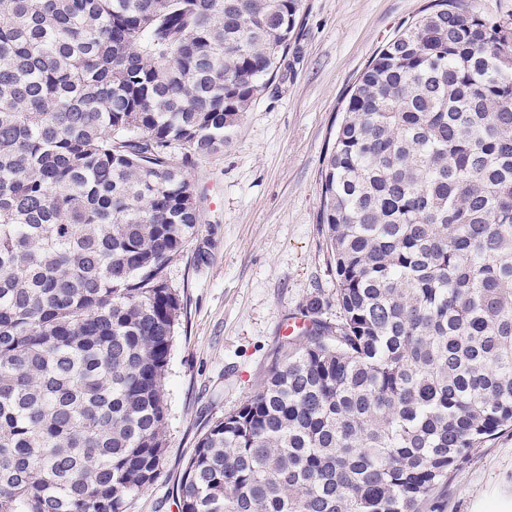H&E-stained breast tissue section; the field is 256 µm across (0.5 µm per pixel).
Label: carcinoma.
Wrapping results in <instances>:
<instances>
[{"instance_id":"carcinoma-1","label":"carcinoma","mask_w":512,"mask_h":512,"mask_svg":"<svg viewBox=\"0 0 512 512\" xmlns=\"http://www.w3.org/2000/svg\"><path fill=\"white\" fill-rule=\"evenodd\" d=\"M299 2L0 0V512H128L159 475L187 164L276 76ZM321 179L336 322L311 300L207 424L179 512H440L512 427V27L431 0Z\"/></svg>"}]
</instances>
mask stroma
<instances>
[{
	"label": "stroma",
	"instance_id": "obj_1",
	"mask_svg": "<svg viewBox=\"0 0 512 512\" xmlns=\"http://www.w3.org/2000/svg\"><path fill=\"white\" fill-rule=\"evenodd\" d=\"M429 2L301 0L275 79L223 149L190 165L200 227L168 271L183 303L165 380L168 448L128 512H179L176 489L207 422L258 391L290 317L333 299L323 160L354 83ZM444 512H512V430L449 476Z\"/></svg>",
	"mask_w": 512,
	"mask_h": 512
}]
</instances>
